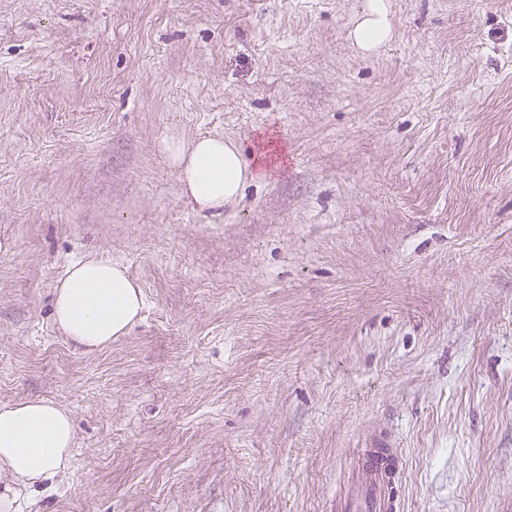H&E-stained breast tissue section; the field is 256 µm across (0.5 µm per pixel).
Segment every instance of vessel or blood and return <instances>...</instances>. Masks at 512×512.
I'll use <instances>...</instances> for the list:
<instances>
[{"label": "vessel or blood", "mask_w": 512, "mask_h": 512, "mask_svg": "<svg viewBox=\"0 0 512 512\" xmlns=\"http://www.w3.org/2000/svg\"><path fill=\"white\" fill-rule=\"evenodd\" d=\"M391 450L365 448L354 458L357 483L338 512H395L397 505L389 492Z\"/></svg>", "instance_id": "vessel-or-blood-1"}]
</instances>
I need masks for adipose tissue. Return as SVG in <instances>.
<instances>
[{"mask_svg": "<svg viewBox=\"0 0 512 512\" xmlns=\"http://www.w3.org/2000/svg\"><path fill=\"white\" fill-rule=\"evenodd\" d=\"M391 35L385 0H367L352 33L363 51ZM165 148L181 189L202 210L235 204L246 186L267 173L264 161L247 162L240 147L221 137L191 141L169 136ZM143 294L126 268L107 259L73 263L53 290V322L73 346L109 348L125 336L143 308ZM75 425L69 411L49 400L0 407V512H29L35 496L72 459Z\"/></svg>", "mask_w": 512, "mask_h": 512, "instance_id": "obj_1", "label": "adipose tissue"}]
</instances>
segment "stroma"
<instances>
[{
  "mask_svg": "<svg viewBox=\"0 0 512 512\" xmlns=\"http://www.w3.org/2000/svg\"><path fill=\"white\" fill-rule=\"evenodd\" d=\"M0 0V406L73 416L41 512H336L399 449L398 512H512V0ZM273 134L224 210L163 142ZM144 307L73 348L67 267ZM385 0H369L360 21L352 32L354 43L364 52L378 48L391 35V25ZM143 304L142 290L126 268L90 258L73 263L53 289V322L73 346L102 350L128 333Z\"/></svg>",
  "mask_w": 512,
  "mask_h": 512,
  "instance_id": "1",
  "label": "stroma"
}]
</instances>
